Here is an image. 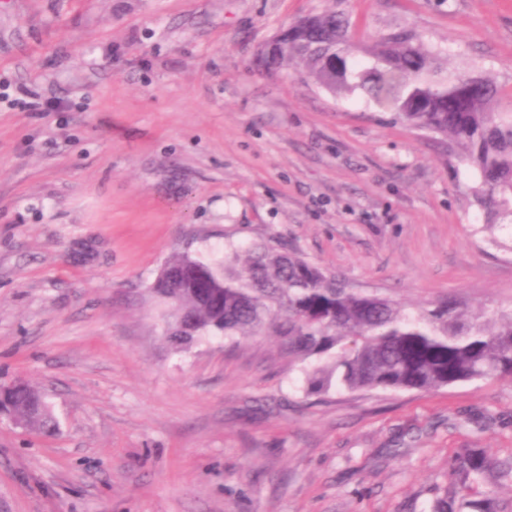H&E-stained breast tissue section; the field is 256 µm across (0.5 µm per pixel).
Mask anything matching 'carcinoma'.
<instances>
[{"label": "carcinoma", "instance_id": "carcinoma-1", "mask_svg": "<svg viewBox=\"0 0 512 512\" xmlns=\"http://www.w3.org/2000/svg\"><path fill=\"white\" fill-rule=\"evenodd\" d=\"M348 29L344 16L325 12L298 22L280 54L261 51L257 60L267 68L297 60L330 85L362 91L408 128L449 139L480 176L472 196L481 223L472 225V235L512 251L497 236L512 239V112L493 111L498 86L480 71H438L409 31L388 35L363 61ZM165 267L174 276L156 277L150 290L171 306L172 344L276 336L294 361L328 359L305 369L308 396L333 387L427 392L512 380V309L472 312L445 300L408 314L272 240L245 251L231 246L222 261L184 252ZM0 407L30 431L56 428L46 395L26 382H14ZM493 468L473 453L451 466L463 490L467 479Z\"/></svg>", "mask_w": 512, "mask_h": 512}]
</instances>
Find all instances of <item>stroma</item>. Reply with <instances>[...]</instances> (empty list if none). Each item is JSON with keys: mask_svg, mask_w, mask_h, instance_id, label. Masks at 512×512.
Wrapping results in <instances>:
<instances>
[{"mask_svg": "<svg viewBox=\"0 0 512 512\" xmlns=\"http://www.w3.org/2000/svg\"><path fill=\"white\" fill-rule=\"evenodd\" d=\"M329 10L363 49L408 30L485 72L512 112V0H0V379L57 422L0 420V512H512V476L451 473L512 464V381L309 396L275 337L165 335L168 258L268 240L409 311L512 307L457 151L258 65ZM494 467V463L486 457L470 453L456 458L451 466V470L453 475L459 478L461 490H465L468 488L467 479L482 476Z\"/></svg>", "mask_w": 512, "mask_h": 512, "instance_id": "obj_1", "label": "stroma"}]
</instances>
